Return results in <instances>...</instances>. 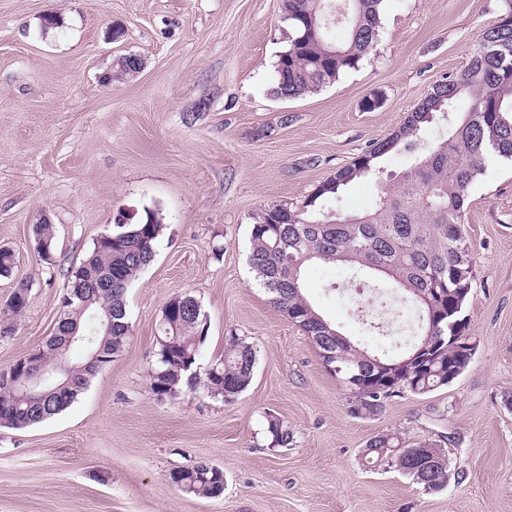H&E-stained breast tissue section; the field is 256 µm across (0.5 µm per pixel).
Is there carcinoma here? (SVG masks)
<instances>
[{
  "label": "carcinoma",
  "instance_id": "1",
  "mask_svg": "<svg viewBox=\"0 0 512 512\" xmlns=\"http://www.w3.org/2000/svg\"><path fill=\"white\" fill-rule=\"evenodd\" d=\"M327 2L283 0L288 46L276 63L275 96L293 100L317 92L376 52L384 0H350L348 36L340 42L328 36ZM464 95L469 98L467 111L449 120ZM441 118L448 120L447 135L421 150L424 131ZM399 148L416 155V161L381 190L373 211L336 216L317 208L355 180L380 173V160ZM492 157L512 161V0L496 23L480 31L466 67L435 84L396 131L336 170L302 205L262 211L252 224L248 261L256 280L275 307L310 338L324 367L342 379L347 404L355 407L353 416L375 417L390 397L446 387L448 368L470 365L468 356L450 348L448 339L468 330L465 310L475 272L462 224L471 186ZM161 232L162 224L152 213L143 222L118 224L108 237L96 238L67 270L62 313L43 356L67 371L75 386L31 396L0 383L1 427L21 430L58 414L123 354L130 336L128 288L153 260ZM35 235L39 255L51 262L54 225H36ZM310 262H344L383 277L414 308L419 332L386 335L375 349L344 336L305 296L302 273ZM28 289L18 282L0 308L1 338L13 333L15 321L28 308ZM207 323V314L192 300L179 313L161 317L149 374L157 399H175L202 387L211 397L232 402L250 387L256 353L238 336L228 337L224 353L199 377L195 366ZM73 332L76 340L64 342ZM74 344L85 353L78 364L68 359ZM94 352L99 358L89 367L86 362ZM412 355L418 358L415 370L397 366ZM33 359L32 353L18 357L0 378L23 379ZM265 434L273 448L294 443L288 425L274 414L266 418ZM366 447L370 463L402 473L428 493L436 490L429 481L464 475L451 468L438 444L424 440L411 448L397 431L371 437ZM169 478L194 496L223 494L224 471L206 462L174 469Z\"/></svg>",
  "mask_w": 512,
  "mask_h": 512
}]
</instances>
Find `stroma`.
<instances>
[{
	"label": "stroma",
	"instance_id": "stroma-1",
	"mask_svg": "<svg viewBox=\"0 0 512 512\" xmlns=\"http://www.w3.org/2000/svg\"><path fill=\"white\" fill-rule=\"evenodd\" d=\"M283 0H0V245L30 304L0 339V371L38 349L62 311L65 272L122 217L154 211L156 256L129 288L132 336L68 408L22 430L0 427V512H512V163L473 184L464 234L476 273L467 305L476 352L448 387L389 398L356 418L341 380L272 304L249 266L251 227L387 137L432 86L459 73L504 0H385L376 54L295 100L272 93L287 45ZM58 14L59 26L42 18ZM122 29L112 40L113 29ZM136 55L121 79L117 59ZM380 98L375 109L365 103ZM409 160L393 152L330 210L372 209ZM55 226V264L34 226ZM305 292L347 336L373 343V289L343 264L310 265ZM197 298L209 363L236 335L256 350L235 402L205 391L158 400L149 372L166 302ZM293 432L269 446L267 415ZM439 441L466 472L424 492L362 456L374 435ZM207 461L216 498L179 491L171 470Z\"/></svg>",
	"mask_w": 512,
	"mask_h": 512
}]
</instances>
